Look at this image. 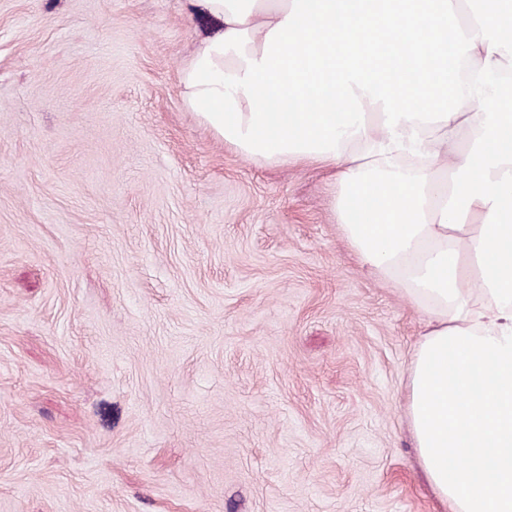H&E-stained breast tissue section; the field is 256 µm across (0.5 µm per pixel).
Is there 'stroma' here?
Returning <instances> with one entry per match:
<instances>
[{"label":"stroma","instance_id":"stroma-1","mask_svg":"<svg viewBox=\"0 0 512 512\" xmlns=\"http://www.w3.org/2000/svg\"><path fill=\"white\" fill-rule=\"evenodd\" d=\"M190 0H0V512H444L404 395L422 317L334 167L187 107Z\"/></svg>","mask_w":512,"mask_h":512}]
</instances>
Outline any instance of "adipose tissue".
Here are the masks:
<instances>
[{"label":"adipose tissue","instance_id":"obj_1","mask_svg":"<svg viewBox=\"0 0 512 512\" xmlns=\"http://www.w3.org/2000/svg\"><path fill=\"white\" fill-rule=\"evenodd\" d=\"M191 3L186 105L249 160L337 167L342 237L424 315L422 468L448 512H512V0Z\"/></svg>","mask_w":512,"mask_h":512}]
</instances>
